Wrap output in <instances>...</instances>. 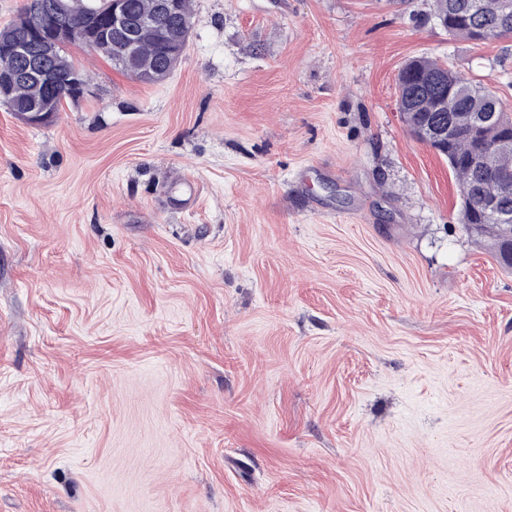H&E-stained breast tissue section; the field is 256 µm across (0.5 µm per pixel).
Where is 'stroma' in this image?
<instances>
[{
  "instance_id": "stroma-1",
  "label": "stroma",
  "mask_w": 512,
  "mask_h": 512,
  "mask_svg": "<svg viewBox=\"0 0 512 512\" xmlns=\"http://www.w3.org/2000/svg\"><path fill=\"white\" fill-rule=\"evenodd\" d=\"M192 5L165 81L0 104V512H512V270L397 109L424 56L512 113V37Z\"/></svg>"
}]
</instances>
